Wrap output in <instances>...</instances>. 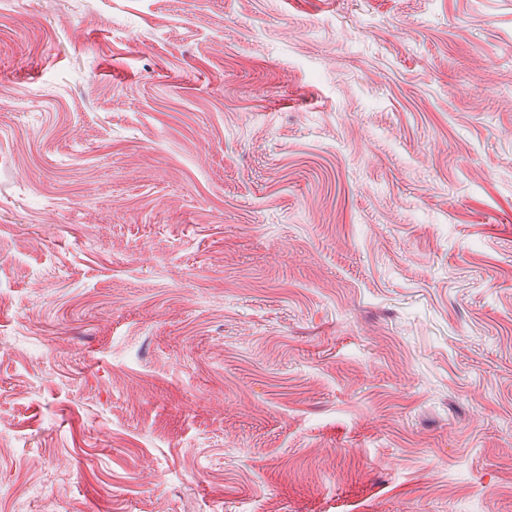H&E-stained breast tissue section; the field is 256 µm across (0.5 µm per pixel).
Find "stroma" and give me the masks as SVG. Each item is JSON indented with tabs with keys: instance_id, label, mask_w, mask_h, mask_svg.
<instances>
[{
	"instance_id": "1",
	"label": "stroma",
	"mask_w": 512,
	"mask_h": 512,
	"mask_svg": "<svg viewBox=\"0 0 512 512\" xmlns=\"http://www.w3.org/2000/svg\"><path fill=\"white\" fill-rule=\"evenodd\" d=\"M0 17V512H512V0Z\"/></svg>"
}]
</instances>
